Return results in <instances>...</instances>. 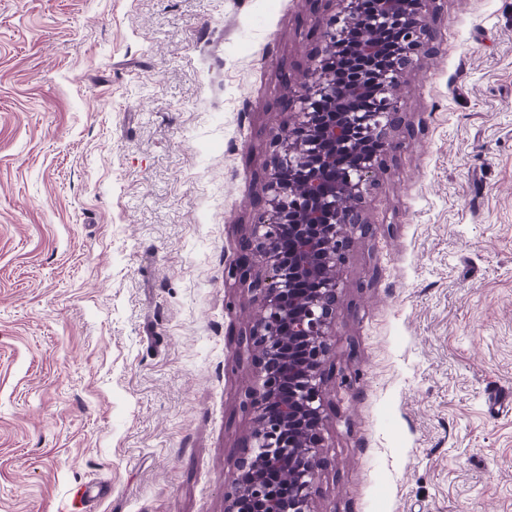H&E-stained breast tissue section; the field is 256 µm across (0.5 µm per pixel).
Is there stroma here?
I'll use <instances>...</instances> for the list:
<instances>
[{
    "label": "stroma",
    "mask_w": 512,
    "mask_h": 512,
    "mask_svg": "<svg viewBox=\"0 0 512 512\" xmlns=\"http://www.w3.org/2000/svg\"><path fill=\"white\" fill-rule=\"evenodd\" d=\"M334 0H0V512H224L232 277ZM364 188L313 512H512V0H428ZM103 493L102 487L92 484H78L70 490L69 512H90L88 507Z\"/></svg>",
    "instance_id": "1"
}]
</instances>
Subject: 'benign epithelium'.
<instances>
[{"label":"benign epithelium","instance_id":"1","mask_svg":"<svg viewBox=\"0 0 512 512\" xmlns=\"http://www.w3.org/2000/svg\"><path fill=\"white\" fill-rule=\"evenodd\" d=\"M427 0H336L303 119L279 132L263 210L242 242L235 275L254 280L250 330L261 389L250 402V445L236 464L224 512H311L321 438L323 367L336 320L350 233L369 232L363 186L376 171L373 142L392 146L402 124L392 89L426 46Z\"/></svg>","mask_w":512,"mask_h":512}]
</instances>
